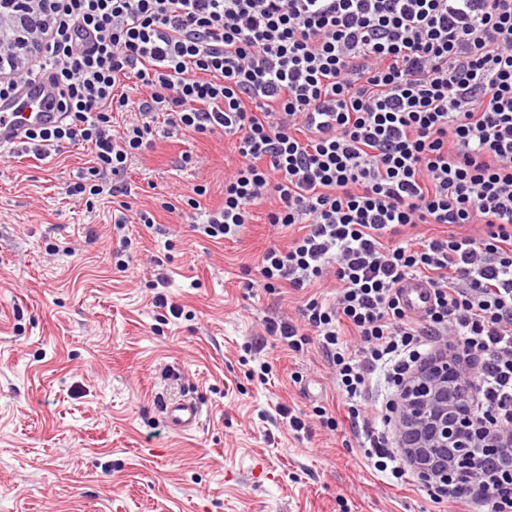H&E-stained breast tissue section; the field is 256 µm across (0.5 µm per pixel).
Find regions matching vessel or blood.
Listing matches in <instances>:
<instances>
[{
    "label": "vessel or blood",
    "instance_id": "b4317fda",
    "mask_svg": "<svg viewBox=\"0 0 512 512\" xmlns=\"http://www.w3.org/2000/svg\"><path fill=\"white\" fill-rule=\"evenodd\" d=\"M59 119L46 81H23L15 96L0 101V152L20 145L27 129L49 127ZM400 300L407 311L420 314L431 305L433 294L424 280L408 277L400 285ZM165 418L175 431L190 434L200 428L203 412L196 400L183 397L166 404Z\"/></svg>",
    "mask_w": 512,
    "mask_h": 512
}]
</instances>
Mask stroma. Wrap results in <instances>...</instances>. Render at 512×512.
Returning a JSON list of instances; mask_svg holds the SVG:
<instances>
[{"label":"stroma","instance_id":"obj_1","mask_svg":"<svg viewBox=\"0 0 512 512\" xmlns=\"http://www.w3.org/2000/svg\"><path fill=\"white\" fill-rule=\"evenodd\" d=\"M185 154L195 164L180 166ZM89 158L75 147L0 167V512H460L419 479L395 486L368 466L317 345L244 352L305 294L245 286L267 243L295 234L266 224L264 207L224 244L180 219L194 189L221 203L238 163L222 136L159 139L134 160L130 195L90 210L65 194ZM123 202L156 224L130 226L121 272L112 213ZM185 395L204 411L191 435L160 410ZM282 405L309 414L306 433L288 429ZM318 405L337 430L313 416Z\"/></svg>","mask_w":512,"mask_h":512}]
</instances>
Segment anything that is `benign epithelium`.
Here are the masks:
<instances>
[{
	"instance_id": "benign-epithelium-1",
	"label": "benign epithelium",
	"mask_w": 512,
	"mask_h": 512,
	"mask_svg": "<svg viewBox=\"0 0 512 512\" xmlns=\"http://www.w3.org/2000/svg\"><path fill=\"white\" fill-rule=\"evenodd\" d=\"M31 0H0V18L30 12ZM473 373L451 356L439 357L409 377L394 400L401 447L419 480L452 490L480 466L471 449L512 461V432L494 433L495 415L477 412Z\"/></svg>"
}]
</instances>
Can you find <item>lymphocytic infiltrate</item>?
Wrapping results in <instances>:
<instances>
[{
	"instance_id": "obj_1",
	"label": "lymphocytic infiltrate",
	"mask_w": 512,
	"mask_h": 512,
	"mask_svg": "<svg viewBox=\"0 0 512 512\" xmlns=\"http://www.w3.org/2000/svg\"><path fill=\"white\" fill-rule=\"evenodd\" d=\"M33 14L24 53L0 43V100L42 69L64 118L28 133L29 152L90 149L67 194L106 198L156 139L223 134L239 165L222 205L189 199L192 227L233 242L262 204L297 227L254 285L307 296L265 332L292 352L318 343L371 468L413 469L370 421L371 382L396 389L443 354L512 429V0H38ZM131 78L148 97L121 91ZM419 224L448 233L409 236ZM409 276L433 291L420 316L399 300ZM452 499L512 512V486L480 478Z\"/></svg>"
}]
</instances>
